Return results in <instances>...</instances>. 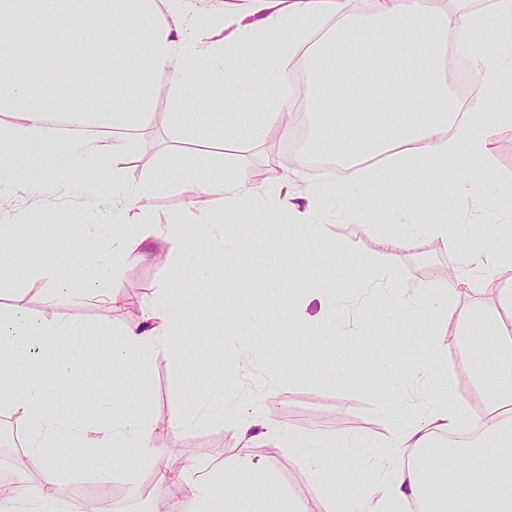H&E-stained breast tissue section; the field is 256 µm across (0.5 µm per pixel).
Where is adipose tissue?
I'll use <instances>...</instances> for the list:
<instances>
[{
  "label": "adipose tissue",
  "instance_id": "1",
  "mask_svg": "<svg viewBox=\"0 0 512 512\" xmlns=\"http://www.w3.org/2000/svg\"><path fill=\"white\" fill-rule=\"evenodd\" d=\"M511 17L512 0H493L481 8L473 0H454L451 10L438 13L428 0H367L363 15L354 13L352 0H243L227 10H199L192 0H0V209L9 207L15 189L34 177L58 184L90 220L108 216L116 224L95 269L98 278H117L121 262L147 259L154 240L180 243L187 235L182 225L152 220L150 202L167 190L168 180L151 175L132 185L118 165L160 95L170 99L171 126L187 138L220 144L262 138L282 123L297 99L305 111H327L322 91L329 87L350 101L361 90L370 91L376 133L366 139L364 155L392 154L393 171L406 178L454 174L461 192L476 194L477 168L492 166L491 140L499 129L512 127L511 106L484 109L489 97L512 94V29H502L493 51L482 33ZM133 29L144 34L136 53L126 42ZM449 44L468 58L475 76L466 104L449 90L441 68ZM298 55L309 74L303 89L280 65L284 57ZM342 57L353 60L352 69L337 67ZM63 59L77 64L85 83L111 85L109 109L71 107L69 84L53 78ZM256 71L276 93L265 111L247 112L243 105L256 89ZM208 85L222 87L225 102L242 107L236 125L225 126L202 107ZM353 136L351 123L329 122L324 144L311 146V153L332 155L343 171L327 184L296 191L286 180L262 189L248 171L239 170L221 179L186 176L183 189L192 205L202 208L220 200L228 214L247 203L285 214L290 235L308 243L322 238L326 219L340 209L375 233L382 252L409 248L426 237L460 252L465 265L488 272L512 267V225L492 210L480 212L490 231L474 247L468 244V225L425 215L415 200L395 212L392 225L380 227L368 198L380 173L353 159ZM127 222L135 224V231L124 230ZM188 277L205 281L210 270L177 255L169 267V288L146 303L141 324L114 332V369H135L161 349L182 348L190 334L188 314L212 321L211 310L182 288ZM469 285L461 271L444 290L403 288L389 275L369 284L368 293L384 315L410 322L422 337L451 317L467 336L488 335L499 327L501 313H512V283L498 290L499 312L449 308L447 293ZM87 334L63 318L30 316L19 290L10 314L0 317V407L30 425L24 448L38 473L29 496L33 512L55 503L56 491L69 480L61 464L63 449L112 446L128 449L132 461L98 469L100 482L118 475L136 490L142 469H150L169 493L191 489L188 512L218 506L230 489L245 484L256 466L253 451L263 446L289 448L318 477L326 512H405L412 502L422 512H512V459L497 456L498 449L512 446V415L492 404L483 415L469 416L438 355L415 368L416 388L409 399L384 403L392 420L386 442L363 437L346 444L335 437L296 435L272 422L258 400L219 393L177 414L173 426L181 430L221 419L237 436L235 454L176 473L150 449L143 415L116 405L109 418L84 423L43 406L40 387L59 341L69 345L60 371L82 384ZM466 428L473 433L466 445L433 447L436 437ZM487 457L494 467L462 476L461 463ZM340 463L352 464L363 478L354 494H339L329 482L330 471Z\"/></svg>",
  "mask_w": 512,
  "mask_h": 512
}]
</instances>
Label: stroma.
Returning a JSON list of instances; mask_svg holds the SVG:
<instances>
[{"mask_svg":"<svg viewBox=\"0 0 512 512\" xmlns=\"http://www.w3.org/2000/svg\"><path fill=\"white\" fill-rule=\"evenodd\" d=\"M168 111L167 100L159 99L139 132L134 153L120 166L126 181L133 185L152 174L167 176L170 188L153 200V219L158 224L185 225L190 234V263L210 265L211 280L188 278L182 286L198 292L201 302L209 303L217 322L211 327H195L184 355L162 352L143 369L114 372L106 335L141 320L145 303L167 286L168 261L177 254V246L170 241H155L152 258L131 261L121 268L113 283L121 295L120 310L93 299H74L56 290L50 276L71 271L75 288H85L88 272L84 265L96 246L94 236L85 230V219L73 201L35 185L20 187L12 208L0 211V225L16 226L15 257L23 270L16 285L24 289L34 315L63 317L89 332L88 384L75 385L63 374L49 370L42 385L44 402L58 404L76 420L94 421L100 410L89 400L90 382L107 377L109 397L118 403L131 402L134 411L145 413L153 452L176 472L195 461H222L235 452L236 434L221 420L208 419L183 430L173 426L178 412L220 385L233 395H260L269 419L291 432L344 439L364 434L385 438L389 421L382 405L393 378H401L405 393H413L410 365L426 351L422 336L394 321L379 325L377 335L362 340L354 335L356 325L351 317L337 318L336 360L342 364L354 362L355 368L345 377L322 383L315 377L320 354L316 339H297L284 328L272 336L268 330L277 326L279 317L316 280H323L330 294L336 295L394 267L401 286L438 287L445 271L459 267L460 253L425 238L414 248L390 256L381 253L374 235L358 231L348 217L338 213L330 218L326 235L317 246L322 259L304 262L299 273L284 267L279 293L266 294V254L297 257L306 252V244L279 230V217L246 206L237 213V222L267 224L270 232L262 238L243 240L229 259L214 257L211 240L223 234L227 218L219 206L206 213L190 206L182 189L183 177L238 168L256 175L270 171L278 178L290 173L296 188L301 189L330 182V175L302 167L279 148L270 132L261 140H244L222 150L180 147L181 136L170 127ZM491 151L494 170L478 175L477 180L491 185L488 201L498 204L502 197L497 183L512 179V127L494 136ZM393 176V171H386L382 182L370 189L380 223H392L394 209L405 199H421L425 214H444L452 222L472 207L471 198L459 193L447 195L445 185L434 186L424 179L407 181L397 193L387 194ZM345 242L352 245L351 256L335 257L337 245ZM471 279L469 294L450 299V306L497 308V289L506 282L504 272L475 270ZM433 340L444 357L456 399L472 414L482 411L489 388L512 383V371L492 369L479 381L468 375L461 360L462 343L455 321L439 324ZM271 479L280 485V495L254 496V486ZM294 501L304 502L309 512L322 510L315 478L283 449L276 451L271 470L259 467L253 471L250 485L241 488L227 508L229 512H288Z\"/></svg>","mask_w":512,"mask_h":512,"instance_id":"35a3bbf8","label":"stroma"}]
</instances>
